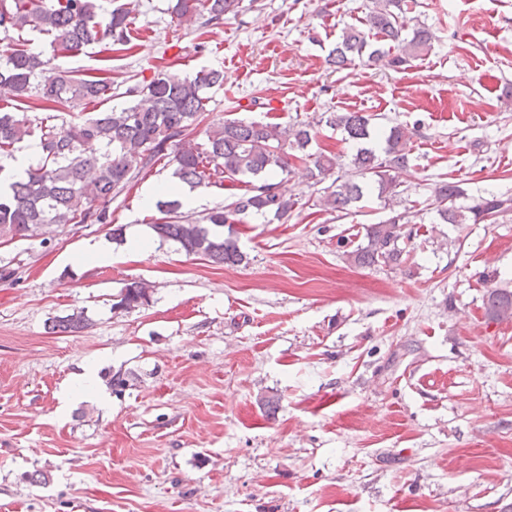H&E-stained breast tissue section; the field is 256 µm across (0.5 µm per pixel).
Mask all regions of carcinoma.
<instances>
[{"mask_svg": "<svg viewBox=\"0 0 512 512\" xmlns=\"http://www.w3.org/2000/svg\"><path fill=\"white\" fill-rule=\"evenodd\" d=\"M104 0H0V85L10 88L14 111L0 108V159L11 158L16 145L33 142L37 163L26 176L0 195V239L12 241L37 235L48 224H104L109 236L125 240L122 224L112 223L106 203L126 189L136 171L147 167L164 151L172 150L175 175L191 188L211 184L214 178L253 179L251 188L230 204L212 210L206 223L187 216L157 222L150 228L162 242H173L187 255H201L217 265L243 261L244 253L231 236L219 229L250 215L280 220L288 217L295 201L270 179L288 173L290 159L306 151L312 141L311 125L296 122L281 127L257 120L228 118L204 131L201 141L185 139L200 113L206 111L212 88L224 85L220 70H202L193 77L161 73L147 83L127 87L130 101L119 109L74 112L72 108L112 100V80L86 79L67 70L49 82L38 80L59 53H80L92 44L125 46L130 41V11L107 9ZM239 0H172L176 17L200 16L205 23H220L238 8ZM412 8L408 0H375L366 18L368 36L353 28L342 32L329 63L340 68L353 57L401 69L431 48L433 32L425 25L404 34L400 15ZM29 28L50 37L51 56L34 53L24 38L12 36ZM48 107L70 109L66 115L39 117L30 112ZM326 125L340 130L358 145L353 172L336 173V157L319 154L309 178L331 180L323 205L332 211L350 210L377 193L391 216L365 229L366 244L348 253L359 266L379 263L401 266L407 253L399 246L404 225L413 223L411 210L402 205L398 173L410 162V136L394 126L379 143L372 116L363 112H331ZM435 224H494L512 213V196L486 193L464 203L466 191L456 182H441L434 189ZM151 286L133 280L124 286L112 308L131 312L151 302ZM487 313L494 320L512 318V292L494 289L487 296ZM51 329L81 333L90 319L76 310L49 318Z\"/></svg>", "mask_w": 512, "mask_h": 512, "instance_id": "carcinoma-1", "label": "carcinoma"}]
</instances>
